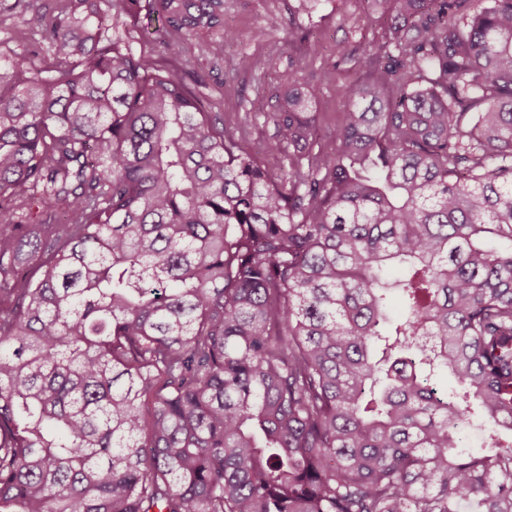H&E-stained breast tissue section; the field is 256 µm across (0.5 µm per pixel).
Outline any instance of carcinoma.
<instances>
[{
  "mask_svg": "<svg viewBox=\"0 0 512 512\" xmlns=\"http://www.w3.org/2000/svg\"><path fill=\"white\" fill-rule=\"evenodd\" d=\"M40 2L0 49V512H512V0H365L375 80L325 157L288 77L277 171L131 47L236 36L224 0Z\"/></svg>",
  "mask_w": 512,
  "mask_h": 512,
  "instance_id": "obj_1",
  "label": "carcinoma"
}]
</instances>
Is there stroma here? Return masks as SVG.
<instances>
[{
    "label": "stroma",
    "instance_id": "35a3bbf8",
    "mask_svg": "<svg viewBox=\"0 0 512 512\" xmlns=\"http://www.w3.org/2000/svg\"><path fill=\"white\" fill-rule=\"evenodd\" d=\"M224 25L243 37L224 41L215 54L200 52L191 42L165 50L137 38L132 46L155 60L191 61L203 79L195 90L205 109L226 127L247 130L260 159L273 170L280 159L267 149L276 133L269 114L284 81L295 76L317 92L316 151L335 153L336 131L349 104L347 87L358 76L355 51L382 36L381 23L367 14L364 0H224ZM244 56L256 63L251 71L236 68Z\"/></svg>",
    "mask_w": 512,
    "mask_h": 512
}]
</instances>
